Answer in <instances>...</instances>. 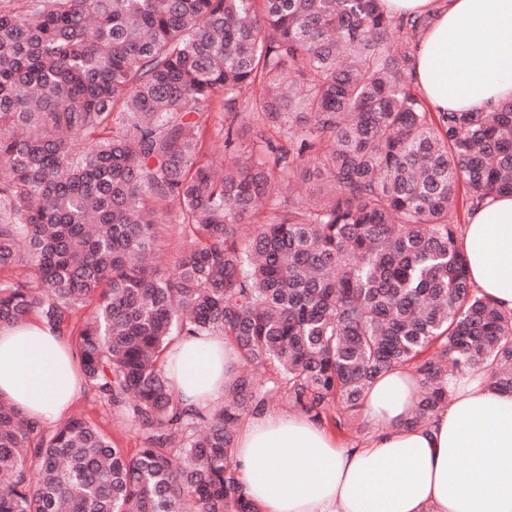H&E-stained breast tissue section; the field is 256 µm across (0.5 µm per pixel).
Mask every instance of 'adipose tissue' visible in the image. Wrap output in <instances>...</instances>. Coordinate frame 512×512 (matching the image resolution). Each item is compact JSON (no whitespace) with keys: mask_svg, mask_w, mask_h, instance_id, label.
I'll return each instance as SVG.
<instances>
[{"mask_svg":"<svg viewBox=\"0 0 512 512\" xmlns=\"http://www.w3.org/2000/svg\"><path fill=\"white\" fill-rule=\"evenodd\" d=\"M393 17L427 16L413 83L430 111L486 112L512 98V0H383ZM475 287L512 311V195H494L462 229ZM42 322L0 329V397L28 417L60 419L80 393L77 358ZM235 346L222 335L177 341L166 370L188 408L224 397ZM416 374L384 373L365 392L369 435L340 444L300 412L261 410L238 431L244 496L260 512H512V394L469 371L423 426L407 423Z\"/></svg>","mask_w":512,"mask_h":512,"instance_id":"ef3b65f1","label":"adipose tissue"}]
</instances>
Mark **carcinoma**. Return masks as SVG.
Listing matches in <instances>:
<instances>
[{
    "instance_id": "obj_1",
    "label": "carcinoma",
    "mask_w": 512,
    "mask_h": 512,
    "mask_svg": "<svg viewBox=\"0 0 512 512\" xmlns=\"http://www.w3.org/2000/svg\"><path fill=\"white\" fill-rule=\"evenodd\" d=\"M424 26L382 0H0V328L68 337L141 440L0 399V512H260L235 440L271 401L347 429L396 367L419 375L413 426L470 368L512 392V311L471 283L457 217L461 190L472 210L512 194V100L428 111ZM172 214L187 243L164 268ZM208 334L239 362L192 413L166 351Z\"/></svg>"
}]
</instances>
